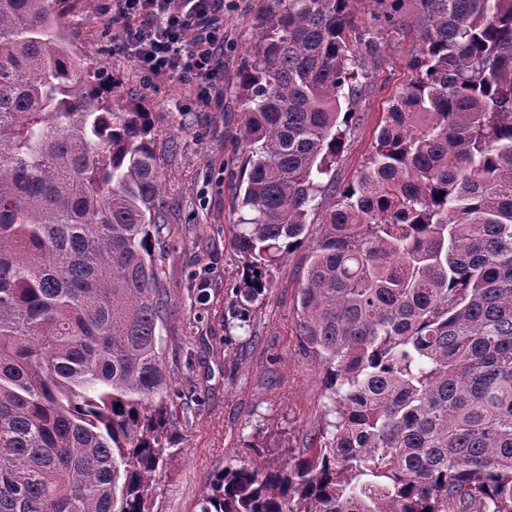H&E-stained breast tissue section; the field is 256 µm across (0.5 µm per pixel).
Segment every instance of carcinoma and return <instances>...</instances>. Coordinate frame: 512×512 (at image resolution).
I'll return each mask as SVG.
<instances>
[{"label":"carcinoma","mask_w":512,"mask_h":512,"mask_svg":"<svg viewBox=\"0 0 512 512\" xmlns=\"http://www.w3.org/2000/svg\"><path fill=\"white\" fill-rule=\"evenodd\" d=\"M277 2L238 70L239 290L321 225L299 336L334 420L200 512H512V0H372L420 48L342 183L379 46L352 0ZM60 3L0 0V512H150L165 174L145 99L79 69Z\"/></svg>","instance_id":"obj_1"}]
</instances>
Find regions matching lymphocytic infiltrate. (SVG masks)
Here are the masks:
<instances>
[{"label":"lymphocytic infiltrate","mask_w":512,"mask_h":512,"mask_svg":"<svg viewBox=\"0 0 512 512\" xmlns=\"http://www.w3.org/2000/svg\"><path fill=\"white\" fill-rule=\"evenodd\" d=\"M122 51L148 82L187 78L199 101L224 79V0H105Z\"/></svg>","instance_id":"1"}]
</instances>
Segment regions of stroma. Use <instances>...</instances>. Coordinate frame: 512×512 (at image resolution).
Here are the masks:
<instances>
[{
	"label": "stroma",
	"instance_id": "35a3bbf8",
	"mask_svg": "<svg viewBox=\"0 0 512 512\" xmlns=\"http://www.w3.org/2000/svg\"><path fill=\"white\" fill-rule=\"evenodd\" d=\"M275 8V0H224V81L205 103L180 80L144 81L114 51L100 0H77L65 14L82 65L114 77L123 98H146L166 175L158 265L170 301L161 338L173 381L168 406L174 428L170 454L153 477L150 512H199L224 467L292 459L313 444L330 407L323 367L298 334L308 249L274 265L270 288L254 301L237 292L243 269L234 245L242 106L235 84L261 15ZM351 9L360 31L374 36L380 49L368 60L360 102L365 124L348 139L336 166L342 181L365 163L382 114L419 48L416 36L378 24L369 0H353Z\"/></svg>",
	"mask_w": 512,
	"mask_h": 512
}]
</instances>
